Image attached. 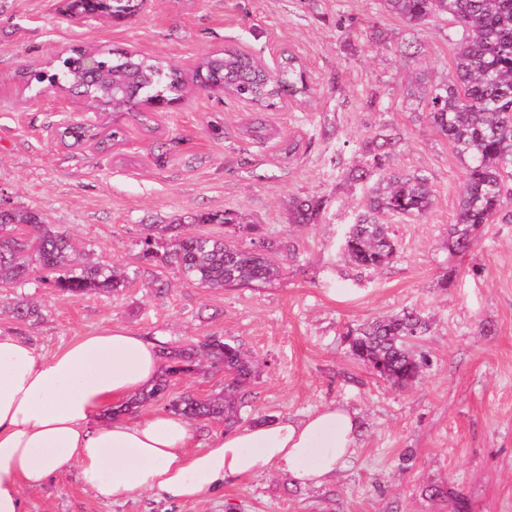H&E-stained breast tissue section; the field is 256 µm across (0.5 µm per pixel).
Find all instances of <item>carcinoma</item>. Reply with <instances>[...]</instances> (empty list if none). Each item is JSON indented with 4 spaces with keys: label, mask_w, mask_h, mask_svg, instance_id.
Masks as SVG:
<instances>
[{
    "label": "carcinoma",
    "mask_w": 512,
    "mask_h": 512,
    "mask_svg": "<svg viewBox=\"0 0 512 512\" xmlns=\"http://www.w3.org/2000/svg\"><path fill=\"white\" fill-rule=\"evenodd\" d=\"M383 9L411 26L444 15L454 24V71L445 83L420 80L418 98L425 121L452 147L465 166L451 248L469 249L480 228L491 223L512 192V0H381ZM85 52L60 62L63 81H84ZM98 75L89 100L120 107L178 95L187 82L204 75L223 84L224 96L248 105L277 108L286 99L307 93L306 70L293 52L282 54L273 66L253 53L228 48L198 64L191 80L182 72H163L155 61L140 54L96 52ZM396 127L383 126L358 148L360 159L349 169L351 182L368 188L369 201L355 217L345 240V252L356 267L379 268L393 258L397 243L384 215L421 218L433 204L429 178L422 172L402 173L388 167L390 153L401 141ZM323 200H296L291 205L292 223H317ZM196 224H227L223 238L191 233L172 234L177 224H148L140 241L138 260L144 265L170 264L182 280L201 288L263 286L279 280L284 267L279 254L290 250L283 242L263 236L260 226L241 224L231 211L224 215L201 214ZM36 281L62 294L79 297L91 291L117 292L126 287L125 273L83 261L78 247L54 230L33 211L9 208L0 211V285ZM12 317L31 323L43 319L41 304L21 297L8 310ZM425 317L414 311L375 319L351 337L353 353L365 362L380 361L384 371L376 376L405 387L415 379L419 364L405 342L426 335ZM168 368L165 377L148 391L131 397L124 410L149 404L168 386L177 365L199 367L203 363L224 366V389L200 401L191 396L172 404L175 413L188 420L221 422L233 429L240 421L248 387L256 377L251 357L233 338L209 337L189 348L162 350Z\"/></svg>",
    "instance_id": "1"
}]
</instances>
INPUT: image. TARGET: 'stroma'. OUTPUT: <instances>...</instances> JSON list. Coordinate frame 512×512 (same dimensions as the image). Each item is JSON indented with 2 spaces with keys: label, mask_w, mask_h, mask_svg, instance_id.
<instances>
[{
  "label": "stroma",
  "mask_w": 512,
  "mask_h": 512,
  "mask_svg": "<svg viewBox=\"0 0 512 512\" xmlns=\"http://www.w3.org/2000/svg\"><path fill=\"white\" fill-rule=\"evenodd\" d=\"M450 27L443 16L409 26L379 0H145L134 16L80 23L65 18L62 0H0V198L39 213L94 262L134 272L119 292L79 298L33 281L0 287V334L25 337L47 356L117 326L167 348L231 337L262 365L243 425L330 404L360 422L355 454L320 486L294 483L272 466L226 480L204 502L147 492L115 503L86 488L73 466L25 490L28 512H453L459 498L469 512H512V202L468 252L449 250L465 168L408 96L415 74L433 83L451 75ZM410 42L421 49L413 59L403 55ZM227 47L268 61L285 48L296 52L311 78L309 96L258 111L197 88L142 115L106 111L101 126L121 130L123 140L103 153L62 134L66 119L85 117V98L42 96L19 78L76 51L133 50L188 73ZM256 120L271 138L244 135ZM384 124L404 136L391 169L425 173L433 206L417 220L385 217L397 254L362 270L344 251L365 202L347 169L360 141ZM292 140L300 148L285 154ZM307 197L327 201L319 222L291 223L289 202ZM224 211L293 244L283 279L198 288L175 267L139 264L146 225L182 223L220 237L224 225L194 218ZM22 295L40 299L39 323L8 315ZM406 310L430 322L409 344L428 363L398 387L353 354L349 334ZM223 387V367L207 365L172 378L164 396L129 417ZM433 486L442 495H430Z\"/></svg>",
  "instance_id": "1"
}]
</instances>
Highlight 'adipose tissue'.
<instances>
[{"label": "adipose tissue", "mask_w": 512, "mask_h": 512, "mask_svg": "<svg viewBox=\"0 0 512 512\" xmlns=\"http://www.w3.org/2000/svg\"><path fill=\"white\" fill-rule=\"evenodd\" d=\"M161 362L157 341L121 328L50 357L0 335V512H26L24 489L73 465L107 499L156 492L202 501L225 480L272 465L299 484L320 485L355 452L359 421L340 405L235 428L198 451L190 448L189 422L171 412L99 422L110 405L153 385Z\"/></svg>", "instance_id": "1"}]
</instances>
